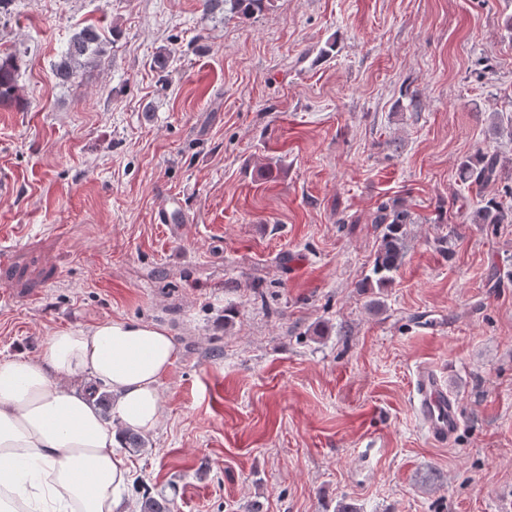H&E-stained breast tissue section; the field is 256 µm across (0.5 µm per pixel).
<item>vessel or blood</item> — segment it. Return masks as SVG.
Returning a JSON list of instances; mask_svg holds the SVG:
<instances>
[{"mask_svg":"<svg viewBox=\"0 0 512 512\" xmlns=\"http://www.w3.org/2000/svg\"><path fill=\"white\" fill-rule=\"evenodd\" d=\"M413 404L433 444L443 446L454 440L460 427V406L435 369L418 371L414 381Z\"/></svg>","mask_w":512,"mask_h":512,"instance_id":"1","label":"vessel or blood"}]
</instances>
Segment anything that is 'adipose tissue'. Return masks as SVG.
<instances>
[{
    "label": "adipose tissue",
    "mask_w": 512,
    "mask_h": 512,
    "mask_svg": "<svg viewBox=\"0 0 512 512\" xmlns=\"http://www.w3.org/2000/svg\"><path fill=\"white\" fill-rule=\"evenodd\" d=\"M176 356L165 328L110 320L54 332L38 359L1 360L0 512H117L131 471L118 430L155 431ZM85 374L115 395L117 422L65 387Z\"/></svg>",
    "instance_id": "1"
}]
</instances>
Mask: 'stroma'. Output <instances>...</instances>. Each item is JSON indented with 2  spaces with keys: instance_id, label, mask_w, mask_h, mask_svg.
I'll return each mask as SVG.
<instances>
[{
  "instance_id": "35a3bbf8",
  "label": "stroma",
  "mask_w": 512,
  "mask_h": 512,
  "mask_svg": "<svg viewBox=\"0 0 512 512\" xmlns=\"http://www.w3.org/2000/svg\"><path fill=\"white\" fill-rule=\"evenodd\" d=\"M512 0H10L0 51V360L109 320L166 327L164 418L129 453L174 512H512ZM98 67L60 82L72 34ZM165 55L158 68L157 55ZM498 182L458 177L477 150ZM272 176H265V169ZM179 197L177 227L158 224ZM403 261L366 286L381 205ZM459 401L451 445L412 406ZM274 0H204V11L212 13L223 6V11H229L242 16L261 13L273 6ZM104 52V40L96 26H84L71 36L55 66L56 76L68 82L78 70L96 66ZM18 66L14 55L0 56V106L12 105L17 95ZM502 166L498 154L478 150L459 163V177L469 187L481 190L488 184L498 181ZM475 222L478 224H511L512 210L505 207L502 201L491 198L477 210ZM414 410L423 429L435 445L451 443L460 427V406L432 368L418 371L414 381Z\"/></svg>"
}]
</instances>
